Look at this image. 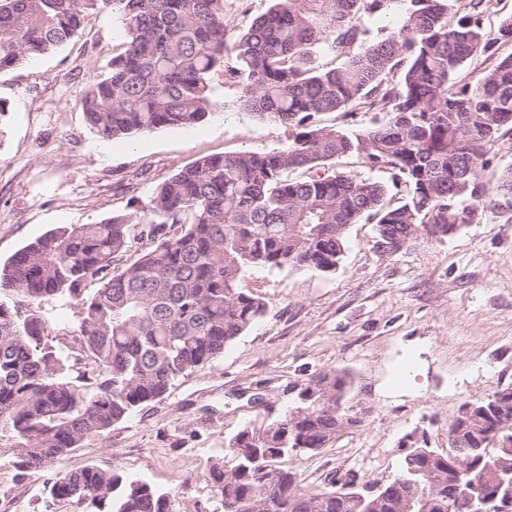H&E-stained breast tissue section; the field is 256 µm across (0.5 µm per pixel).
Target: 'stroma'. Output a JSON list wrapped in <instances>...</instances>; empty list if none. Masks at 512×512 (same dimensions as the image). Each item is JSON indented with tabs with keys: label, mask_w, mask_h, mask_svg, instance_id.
I'll return each instance as SVG.
<instances>
[{
	"label": "stroma",
	"mask_w": 512,
	"mask_h": 512,
	"mask_svg": "<svg viewBox=\"0 0 512 512\" xmlns=\"http://www.w3.org/2000/svg\"><path fill=\"white\" fill-rule=\"evenodd\" d=\"M123 41L106 10L57 52L0 72V264L57 226L133 212L203 156L286 145L287 129L242 106L230 83L217 84V108L193 127L100 138L79 102ZM490 156L479 222L391 256L377 252L373 225L354 224L336 272H249L241 286L265 300V316L162 401L73 449L64 468L115 467L170 493L172 512H224L203 477L210 462L231 435L276 419L293 386L330 370L353 376L371 413L332 447L281 459L301 492L335 477L388 480L412 436L447 452L459 406L512 385V206L495 190L512 166V132H500ZM0 512L74 509L49 505L42 473L19 477L12 449L0 448Z\"/></svg>",
	"instance_id": "35a3bbf8"
}]
</instances>
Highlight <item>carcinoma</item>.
Masks as SVG:
<instances>
[{
    "label": "carcinoma",
    "mask_w": 512,
    "mask_h": 512,
    "mask_svg": "<svg viewBox=\"0 0 512 512\" xmlns=\"http://www.w3.org/2000/svg\"><path fill=\"white\" fill-rule=\"evenodd\" d=\"M271 2L230 41L227 0H0V71L56 52L108 7L119 15L124 50L81 100L105 140L204 121L217 107L218 78L289 131L282 149L206 155L136 211L58 227L0 265V447L13 449L21 475L45 473L53 505L171 512L170 494L114 468L53 464L222 357L263 317L265 301L240 287L249 270L333 273L362 220L375 224L386 255L482 218L469 200L483 195L479 172L512 126V53H499L512 41V14H502L503 0H407L399 25L382 34L361 18L387 0ZM491 14L501 15L495 29L486 27ZM321 49L331 56L325 65L316 63ZM479 57L493 64L475 82L460 79ZM355 112L383 117L357 130L321 120ZM352 157L390 182L342 170ZM141 241L149 250L124 259ZM54 298L79 307L72 328L55 329L45 309ZM54 332L68 341L53 343ZM353 390L345 370L310 377L281 417L229 438L204 479L235 512H363L352 492L334 489L338 480L305 494L297 473L273 466L362 426ZM496 395L463 403L448 429V447L488 494L496 487L485 470L502 461L501 476L512 475V456L498 452L512 446V385ZM415 472L426 477L422 488L455 495L448 455L424 434L397 475ZM393 484L372 483V512H402Z\"/></svg>",
    "instance_id": "obj_1"
}]
</instances>
